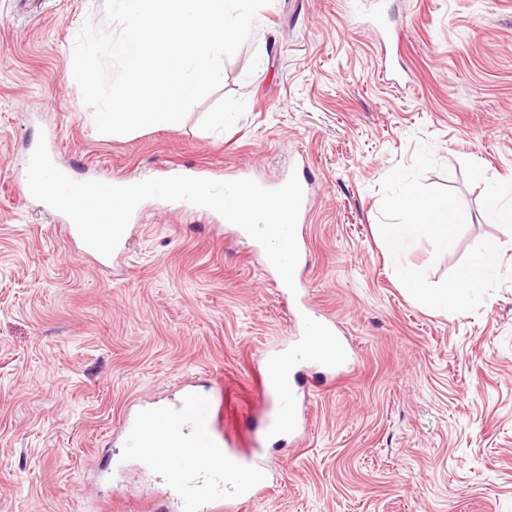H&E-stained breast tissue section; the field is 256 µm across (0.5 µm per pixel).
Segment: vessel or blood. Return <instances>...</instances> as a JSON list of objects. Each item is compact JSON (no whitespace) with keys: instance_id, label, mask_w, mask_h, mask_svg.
<instances>
[{"instance_id":"vessel-or-blood-1","label":"vessel or blood","mask_w":512,"mask_h":512,"mask_svg":"<svg viewBox=\"0 0 512 512\" xmlns=\"http://www.w3.org/2000/svg\"><path fill=\"white\" fill-rule=\"evenodd\" d=\"M295 285L296 292L288 301L292 333L299 345L264 356L263 367L280 363L294 378L308 366L323 368L332 376L350 371L351 345L343 330L312 310L303 278H296ZM328 343L335 345L337 356L324 355ZM179 391L175 403L160 398L125 417L120 437L127 457L136 460L143 471L159 475L175 512H243L269 489L270 466L262 430L246 436L226 431L209 396L189 381ZM257 395L265 428L279 419L287 422L289 430L304 429L306 404L300 390L292 387L272 394L269 379L262 377Z\"/></svg>"}]
</instances>
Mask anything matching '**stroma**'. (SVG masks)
Listing matches in <instances>:
<instances>
[{
	"label": "stroma",
	"mask_w": 512,
	"mask_h": 512,
	"mask_svg": "<svg viewBox=\"0 0 512 512\" xmlns=\"http://www.w3.org/2000/svg\"><path fill=\"white\" fill-rule=\"evenodd\" d=\"M387 3L407 84L383 78L379 37L348 0H271L181 122L111 135L68 80L104 0H44L34 17L0 0V512H84L96 472L123 453L127 409L185 378L222 387L224 425L240 430L257 354L290 338L277 288L220 215L149 199L126 256L81 258L55 214L12 189L43 133L77 180L274 182L300 168L314 181L305 275L357 363L304 373L311 431L267 443L279 483L245 512H512V283L449 313L415 301L394 270L440 282L483 239L512 269V227L484 201L488 186L512 189V0ZM422 141L438 162L424 183L454 190L471 220L442 255L420 240L396 260L379 185ZM158 490L132 460L110 484L124 512Z\"/></svg>",
	"instance_id": "stroma-1"
}]
</instances>
